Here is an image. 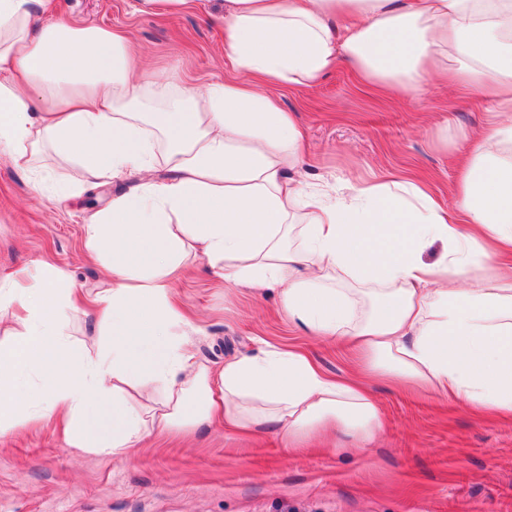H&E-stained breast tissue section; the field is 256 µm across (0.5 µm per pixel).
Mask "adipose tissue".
<instances>
[{
	"mask_svg": "<svg viewBox=\"0 0 512 512\" xmlns=\"http://www.w3.org/2000/svg\"><path fill=\"white\" fill-rule=\"evenodd\" d=\"M0 0V154L46 155L86 178L142 174L83 227L110 271L92 300L106 345H76L71 275L0 282V424L60 419L79 451L131 456L152 431L223 419L297 441L332 428L362 443L380 429L369 388L265 345L213 367L191 353L173 283L205 256L215 275L279 288L290 322L349 341L364 374L512 415V0H224L233 75L150 78L126 31ZM349 64L370 92L421 94L436 77L489 100L464 134L449 204L390 176L329 193L291 178L303 133L274 89ZM169 172L150 178L156 165ZM441 242L433 263L424 248ZM38 375L42 398L27 391Z\"/></svg>",
	"mask_w": 512,
	"mask_h": 512,
	"instance_id": "1",
	"label": "adipose tissue"
}]
</instances>
